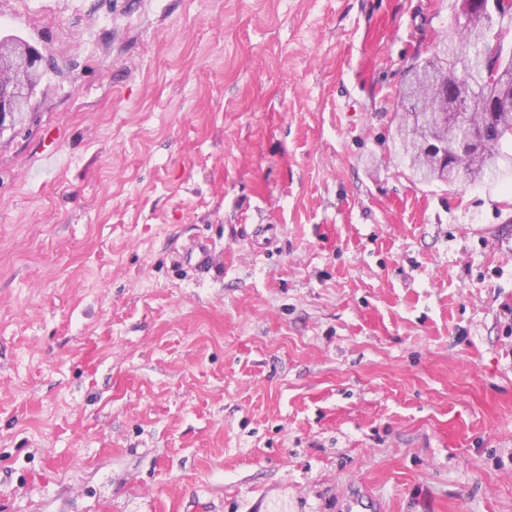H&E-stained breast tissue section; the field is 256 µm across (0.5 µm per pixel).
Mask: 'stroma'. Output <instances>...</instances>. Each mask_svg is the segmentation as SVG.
Returning a JSON list of instances; mask_svg holds the SVG:
<instances>
[{"mask_svg":"<svg viewBox=\"0 0 512 512\" xmlns=\"http://www.w3.org/2000/svg\"><path fill=\"white\" fill-rule=\"evenodd\" d=\"M453 16L0 0L50 62L0 135V512H512V176L393 139Z\"/></svg>","mask_w":512,"mask_h":512,"instance_id":"35a3bbf8","label":"stroma"}]
</instances>
